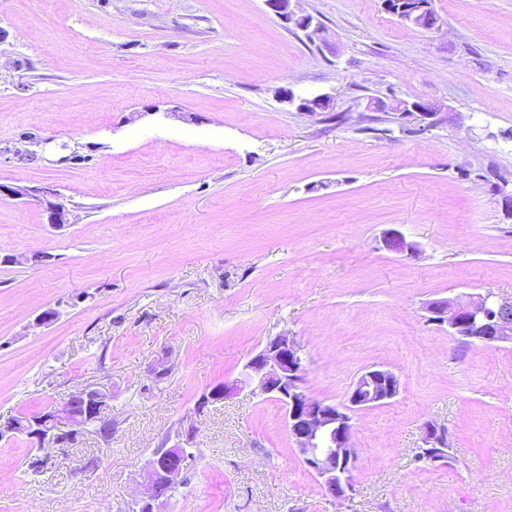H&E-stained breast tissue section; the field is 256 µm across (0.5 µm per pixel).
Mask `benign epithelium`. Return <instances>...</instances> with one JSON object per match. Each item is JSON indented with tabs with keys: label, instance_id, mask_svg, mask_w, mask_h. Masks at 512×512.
<instances>
[{
	"label": "benign epithelium",
	"instance_id": "1",
	"mask_svg": "<svg viewBox=\"0 0 512 512\" xmlns=\"http://www.w3.org/2000/svg\"><path fill=\"white\" fill-rule=\"evenodd\" d=\"M266 6L285 23H291L311 41L317 39L322 25L311 15L297 16L288 11L289 0H264ZM388 10L404 22L421 26V17L433 11L432 0H385ZM282 103L299 112L315 114L333 107L330 93L297 96L290 90L278 95ZM367 109L379 112H396L400 118L418 115L430 120L439 114V108L420 101L399 100L386 102L371 99ZM0 193L12 197H35L47 212V221L55 227L69 223L70 210L61 201V194L53 186L21 187L0 185ZM384 246L397 253L417 254V247L406 241L403 234L392 229L384 236ZM428 320L448 328V335L466 341L486 343H512V301H502L492 293L468 297L460 303L454 299H436L427 303ZM303 365L295 343L286 335L269 338L264 347L245 365L242 376L230 383L210 389L198 400L224 399L245 389L279 401L285 409L288 432L300 450L304 464L317 477L320 485L334 498L342 500L353 490V471L357 461L352 444L353 426L347 408L309 397L302 390ZM398 377L386 369H370L354 383L349 396L353 407H373L387 403L399 393ZM107 391L97 385L79 389L75 397L82 399L89 414L107 428L112 419L107 414ZM56 422V428L47 430L37 421L27 428V437L39 449L51 448L71 439L67 429L73 426L70 401L50 406L47 410ZM193 428L171 438L168 437L152 452L147 468V493L135 500L136 512H157L160 496L158 487L177 482L182 473L194 462L195 455L189 442ZM424 447L438 454L447 446L445 429L434 423L424 427Z\"/></svg>",
	"mask_w": 512,
	"mask_h": 512
}]
</instances>
